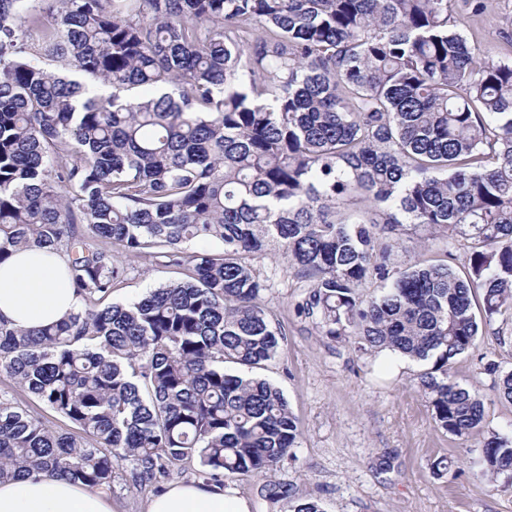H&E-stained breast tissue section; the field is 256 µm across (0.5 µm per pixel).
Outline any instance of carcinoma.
Masks as SVG:
<instances>
[{
  "instance_id": "carcinoma-1",
  "label": "carcinoma",
  "mask_w": 512,
  "mask_h": 512,
  "mask_svg": "<svg viewBox=\"0 0 512 512\" xmlns=\"http://www.w3.org/2000/svg\"><path fill=\"white\" fill-rule=\"evenodd\" d=\"M449 2L0 0V261L60 250L83 302L49 326L0 322V375L72 427L0 398V481L94 493L126 463L140 487L183 461L218 485L275 471L300 430L250 375L280 346L253 269L269 247L313 280L298 309L323 335L433 361L420 387L437 427L481 430L479 394L450 369L482 322L512 316V61L469 42ZM431 229L468 243L464 271L395 270L394 249ZM121 252L183 278L109 304ZM482 466L511 479L512 437L491 434ZM264 491L324 512L288 483Z\"/></svg>"
}]
</instances>
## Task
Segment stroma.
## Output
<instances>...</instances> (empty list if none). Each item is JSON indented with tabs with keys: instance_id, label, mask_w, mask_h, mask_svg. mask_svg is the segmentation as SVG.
Here are the masks:
<instances>
[{
	"instance_id": "35a3bbf8",
	"label": "stroma",
	"mask_w": 512,
	"mask_h": 512,
	"mask_svg": "<svg viewBox=\"0 0 512 512\" xmlns=\"http://www.w3.org/2000/svg\"><path fill=\"white\" fill-rule=\"evenodd\" d=\"M465 35L490 55L512 61V0H485ZM267 288L262 304L281 335L276 357L260 371L284 393L301 435L274 477L298 496L320 500L324 512H512V482L481 475L474 464L482 438H460L438 428L419 387L423 362L385 368L378 355L322 336L296 305L309 280L280 257L255 261ZM177 268L149 257L132 261L112 302L126 304L150 288L179 280ZM512 371V321H494L453 369L462 386L477 390L485 432L512 436V403L500 399L498 377ZM390 458V471L378 468ZM447 470L436 471L439 459Z\"/></svg>"
}]
</instances>
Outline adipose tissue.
<instances>
[{"label":"adipose tissue","instance_id":"ef3b65f1","mask_svg":"<svg viewBox=\"0 0 512 512\" xmlns=\"http://www.w3.org/2000/svg\"><path fill=\"white\" fill-rule=\"evenodd\" d=\"M80 300L67 279V258L49 248L13 251L0 262V320L25 329L59 321ZM0 512H117L102 494L60 478L33 475L0 482ZM146 512H251L233 489L203 482L172 484L152 498Z\"/></svg>","mask_w":512,"mask_h":512}]
</instances>
